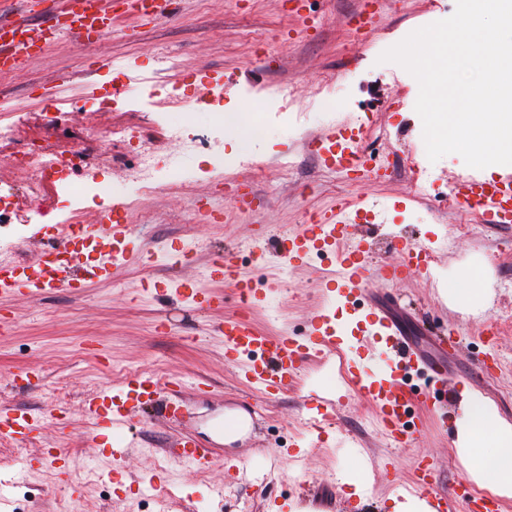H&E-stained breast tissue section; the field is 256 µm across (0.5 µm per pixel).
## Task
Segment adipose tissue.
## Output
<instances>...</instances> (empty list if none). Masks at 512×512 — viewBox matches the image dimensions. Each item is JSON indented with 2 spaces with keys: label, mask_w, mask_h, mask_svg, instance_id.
<instances>
[{
  "label": "adipose tissue",
  "mask_w": 512,
  "mask_h": 512,
  "mask_svg": "<svg viewBox=\"0 0 512 512\" xmlns=\"http://www.w3.org/2000/svg\"><path fill=\"white\" fill-rule=\"evenodd\" d=\"M457 453L473 481L491 480L496 494L512 496V424L484 399L466 397Z\"/></svg>",
  "instance_id": "1"
}]
</instances>
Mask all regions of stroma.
Segmentation results:
<instances>
[{"label":"stroma","mask_w":512,"mask_h":512,"mask_svg":"<svg viewBox=\"0 0 512 512\" xmlns=\"http://www.w3.org/2000/svg\"><path fill=\"white\" fill-rule=\"evenodd\" d=\"M361 10L373 13L375 22L363 38L348 25ZM446 17L441 0H311L301 16L288 12L282 0H185L180 17L170 22L139 27L123 17L95 46L65 37L23 71L0 77V101L23 102L20 109L0 112V128L11 130L10 140L0 141V185L14 190L11 221L0 224V247L12 248L21 259L32 258L42 241L28 212V175L13 167L10 154L14 144L46 123L54 125L52 150L83 139L86 172L105 175L113 186L112 197L85 210L82 218L88 221L126 202L139 152H179L169 138L171 126L201 133L210 128L211 113H163L156 106L172 88L188 82L190 71L240 74V83L224 92V111H242L273 84L287 89L295 108L304 111L298 124L270 123L244 143L224 130L209 152L195 159L192 195L159 193L127 211L139 255L112 279H89L76 295L62 289L36 297L0 295V325L6 329L0 334V407L43 417L29 441L0 439V459L6 462L0 479L11 478L18 462H34L8 502H0V512H153L160 499L165 512L244 507L289 512L293 502L309 512H389V495L406 490L421 459L437 476L436 491L445 492L464 474L455 446L461 411L455 407L443 415L418 406L420 392L436 390L426 376L410 379L414 441L398 447L366 426L375 413L359 398L348 366L357 360L376 378L389 371L385 339L369 335L364 321L373 300L386 302L406 336L425 351L433 349L430 330L450 329L460 342L449 363L457 376L455 395L471 390L493 401L500 416L512 422V223H472L469 213L449 200L450 183L475 170L457 154L429 160L415 111L419 85L398 64L379 60L412 31ZM250 32L272 43L264 61L252 53ZM166 52L178 57L179 66L161 62ZM89 57L113 61L98 71L92 90L78 76ZM323 93L337 104L336 112L308 109V102ZM338 124L359 131L369 153L395 161L394 177L370 175L355 185L321 165L305 144ZM424 172L439 192L419 202L415 179ZM246 178L256 198L241 209L229 185ZM201 197L222 208L223 223L205 221L195 205ZM342 199L385 214V223L358 229L375 240L371 265L399 259L390 246L395 239L433 249L434 262L428 272H410L393 284L372 276L356 302L331 310L340 338L331 351L340 361L337 375L322 376V363L311 362L287 389L257 397L240 380L238 365L224 358L219 327L239 314L237 291L209 280L207 267L231 251L242 275L266 298L252 315L255 326L272 336H304L320 307L338 292L333 260L308 256L304 263H292L290 277L282 281L275 266L249 258L251 238L264 232L268 257H278L283 235L298 232L311 214ZM449 235L452 248L439 249ZM188 241L195 249L186 261L180 248ZM469 268L484 271V304L476 310L450 304L445 294L449 281ZM180 277L223 295V308L191 311L173 297L159 298L141 288L148 281ZM90 337L97 340L99 354L86 350ZM25 367L40 370V379L13 380ZM141 371L185 381V418L136 419L132 435L138 448L117 460L105 451L104 440H88L83 402ZM320 379L344 385L347 393L334 401L325 424L310 429L301 420ZM51 408L61 411V420L46 417ZM240 413L248 415V429L231 439L217 438L214 419ZM186 432L216 450L218 461L205 475L166 452ZM45 448L69 457L71 480H58L42 468L38 458ZM347 474L362 481L363 497H347L341 482Z\"/></svg>","instance_id":"1"}]
</instances>
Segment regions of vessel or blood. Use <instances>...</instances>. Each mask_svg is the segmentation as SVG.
Instances as JSON below:
<instances>
[{"label":"vessel or blood","mask_w":512,"mask_h":512,"mask_svg":"<svg viewBox=\"0 0 512 512\" xmlns=\"http://www.w3.org/2000/svg\"><path fill=\"white\" fill-rule=\"evenodd\" d=\"M115 0H49L43 8L42 20H33L27 9L0 12V71L21 69L46 45L63 36L94 44L112 32ZM179 0H124V11L144 24L175 18ZM346 126L331 127L315 138L311 151L321 164L330 169L350 170L361 154V141L349 139ZM450 194L463 208L476 209L494 224L512 221V176L497 180L476 177L453 182ZM356 227L349 221L323 216L306 224L298 235L289 237L287 258L293 259L314 250L332 251L339 266L338 278L346 283L348 295L360 291L369 272L367 251L362 240L355 237ZM83 236L90 246L74 251L69 239L55 235L27 261H0V295L27 294L36 296L49 289L74 292L83 288L87 277L111 279L116 271L135 257L129 249L130 227L123 208L99 214L92 223L84 225ZM401 257L387 267L390 280L398 281L407 271L427 269L428 250L409 242L403 243ZM212 280L233 284L244 309L257 308L261 300L241 276L231 254L213 259L209 265ZM174 295L194 310H216L222 307L221 297L201 288L190 278L180 279ZM367 314L369 327L385 336L396 361L384 384H374L366 375H358L356 385L362 398L379 415L383 432L393 445L403 446L414 438L409 415L410 397L404 383L411 373L431 370L432 364L404 336L385 307L370 304ZM224 347L235 355L243 381L260 394L269 396L287 387L290 377L296 376L310 358L330 347L329 339L315 334L297 341L288 336H270L254 330L248 320L225 319L221 329ZM182 389L178 382L164 381L142 374L106 386L85 406L93 420L95 434L111 437L112 455L119 458L135 448L131 422L149 408L159 407L171 417H179L182 408ZM38 418L29 412L0 408V437H29L38 428ZM168 452L173 457L198 469H208L215 463L213 448L184 435L172 442ZM415 479L417 490L428 498L432 512H500L498 501L492 497H477L471 492L467 479H457L449 485L447 494L431 488L433 469L419 464Z\"/></svg>","instance_id":"vessel-or-blood-1"}]
</instances>
